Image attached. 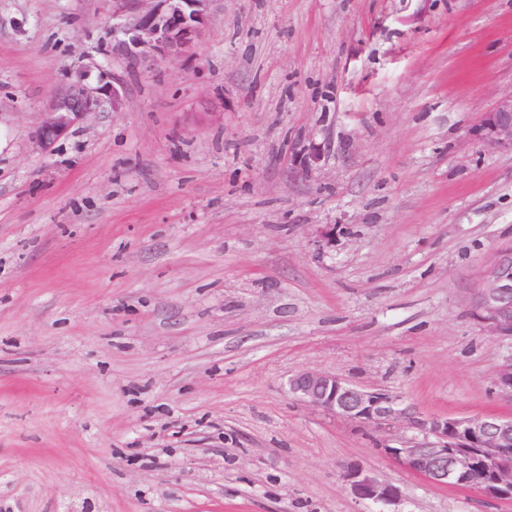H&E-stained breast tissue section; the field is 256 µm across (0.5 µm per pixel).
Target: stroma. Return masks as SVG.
Wrapping results in <instances>:
<instances>
[{
  "mask_svg": "<svg viewBox=\"0 0 512 512\" xmlns=\"http://www.w3.org/2000/svg\"><path fill=\"white\" fill-rule=\"evenodd\" d=\"M114 0H0V512H512L304 406L314 369L426 415H510L473 317L512 247V0H212L193 49L130 61ZM92 58L125 104L51 152ZM335 227L326 247L320 233ZM479 135L488 147L512 151V90L502 93L492 110L486 113ZM344 478L358 498L374 504H390L401 497V491L397 486L358 466L348 467Z\"/></svg>",
  "mask_w": 512,
  "mask_h": 512,
  "instance_id": "stroma-1",
  "label": "stroma"
}]
</instances>
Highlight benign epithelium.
I'll return each mask as SVG.
<instances>
[{"instance_id":"1","label":"benign epithelium","mask_w":512,"mask_h":512,"mask_svg":"<svg viewBox=\"0 0 512 512\" xmlns=\"http://www.w3.org/2000/svg\"><path fill=\"white\" fill-rule=\"evenodd\" d=\"M123 5L124 22L112 36L125 54L136 60L145 54L170 58L190 50L206 25L212 0H116ZM124 96L117 79L91 60L69 70L65 88L44 113L38 129L42 149L73 127L87 124L100 112L118 109ZM479 135L494 149L512 151V91L497 99L487 112ZM473 316L495 342L512 348V248L501 251L475 292ZM493 383L512 401V356L496 370ZM288 394L303 405L333 417L385 429L394 425L423 435L420 442L401 441L388 452L426 480L446 486L473 487L494 499H512V416L450 417L424 415L410 404L381 390L314 370L288 379ZM360 499L386 505L401 497L400 489L358 466L344 474Z\"/></svg>"}]
</instances>
